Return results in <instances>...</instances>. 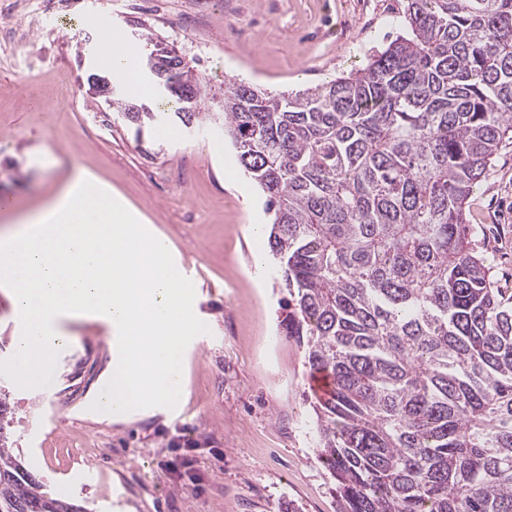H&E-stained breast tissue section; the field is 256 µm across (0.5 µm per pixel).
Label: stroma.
Here are the masks:
<instances>
[{
  "label": "stroma",
  "instance_id": "1",
  "mask_svg": "<svg viewBox=\"0 0 512 512\" xmlns=\"http://www.w3.org/2000/svg\"><path fill=\"white\" fill-rule=\"evenodd\" d=\"M29 20L31 0H0V232L39 208L81 168L95 173L170 242L210 332L186 350L177 411L122 420L88 405L112 357L105 328L73 321L49 388L18 389L13 448L28 471L87 512H336L313 440L304 351L280 335L287 292L253 227L271 216L235 150L210 149L220 121L136 131L88 93L97 66L81 43L108 18L125 35L172 45L220 111L224 83L295 92L361 68L404 30L407 0H70ZM472 245L498 287L512 288V142L466 204Z\"/></svg>",
  "mask_w": 512,
  "mask_h": 512
}]
</instances>
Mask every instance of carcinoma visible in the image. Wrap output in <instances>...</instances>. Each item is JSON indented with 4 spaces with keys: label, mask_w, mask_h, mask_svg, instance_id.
Here are the masks:
<instances>
[{
    "label": "carcinoma",
    "mask_w": 512,
    "mask_h": 512,
    "mask_svg": "<svg viewBox=\"0 0 512 512\" xmlns=\"http://www.w3.org/2000/svg\"><path fill=\"white\" fill-rule=\"evenodd\" d=\"M408 32L293 95L224 83V136L273 213L286 336L331 391L311 402L338 512H512V295L465 205L512 136V0H408ZM142 130L200 112L160 39ZM0 392V512H83L12 448Z\"/></svg>",
    "instance_id": "obj_1"
}]
</instances>
